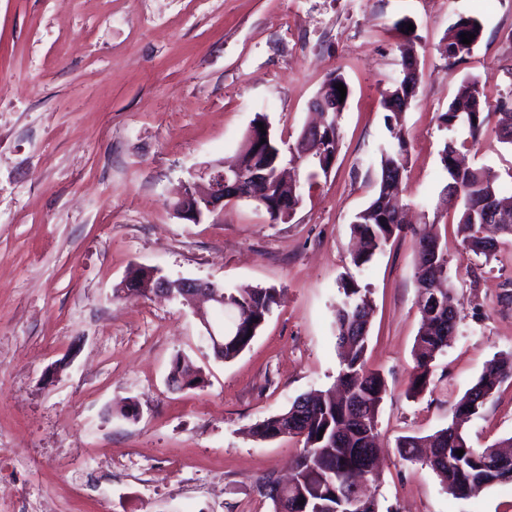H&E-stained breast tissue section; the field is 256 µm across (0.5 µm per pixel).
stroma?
Masks as SVG:
<instances>
[{"label":"stroma","instance_id":"1","mask_svg":"<svg viewBox=\"0 0 512 512\" xmlns=\"http://www.w3.org/2000/svg\"><path fill=\"white\" fill-rule=\"evenodd\" d=\"M462 16L482 32L453 63L443 38ZM403 17L419 82L402 117L400 200L409 225H435L459 315L420 393L409 384L420 327L412 234L351 262V224L375 194L388 135L380 100L399 74ZM336 71L351 89L339 151L288 222L247 201L199 224L174 214L182 184L204 163L232 161L256 117L295 141ZM472 78L490 103L512 102V0H0V512H272L264 485L285 477L300 445L247 429L334 385L333 321L349 279L370 293L367 365L388 385L379 512H512V484L457 498L397 452L403 437L447 427L485 364L512 353V245L491 262L466 252L439 204V116ZM466 163L512 187V146L494 125ZM135 267L282 297L251 345L221 361L191 307L116 295ZM179 355L203 387H169ZM129 404L138 420L125 418ZM465 433L476 448L512 437V382Z\"/></svg>","mask_w":512,"mask_h":512}]
</instances>
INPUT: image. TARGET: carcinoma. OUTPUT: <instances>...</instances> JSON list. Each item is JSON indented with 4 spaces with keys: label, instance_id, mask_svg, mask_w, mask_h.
Returning <instances> with one entry per match:
<instances>
[{
    "label": "carcinoma",
    "instance_id": "obj_1",
    "mask_svg": "<svg viewBox=\"0 0 512 512\" xmlns=\"http://www.w3.org/2000/svg\"><path fill=\"white\" fill-rule=\"evenodd\" d=\"M467 32L475 35L471 43H476L481 34L476 18L460 17L448 27L445 46L448 59L461 57L458 53V46L462 44L460 35ZM400 66L402 78L394 80L382 93L381 105L388 112L389 139L379 147L376 195L356 214L352 223V231L360 241V249L353 256V264L358 268L369 263L392 239L407 230L396 198L402 192L408 140L397 120L416 95L417 62L410 50L402 52ZM340 83L346 80L336 72L319 90L320 98L336 103V111L327 113V124L322 127V137L313 155L301 160L309 169L311 179L327 174V169L314 156L331 155L339 149L338 117L347 105L345 101L339 102L337 87ZM492 118L501 142L512 145V107L504 103L491 105L484 84L476 78L466 82L463 91L440 115L446 130L464 126L473 137ZM458 155L456 139H447L440 151V162L448 182L442 189L444 198L440 202L459 205L457 228L464 249L488 263L497 257L500 246L512 238V198L507 201L499 198L495 177L483 169L460 166ZM269 190L270 199L280 193L288 194V208L292 211L302 203L301 187L297 184L285 185L273 179ZM412 233L417 237L415 277L421 327L412 351L414 367L410 388L421 392L430 383L434 361L448 346L458 312L448 310V257L434 226L414 228ZM225 297L230 304L224 313L232 330L224 337V359L231 360L251 344L278 305L279 291L258 287L235 289L225 293ZM370 315L368 292L352 280L344 282L336 303L335 320L338 345L346 350L337 378L345 390L344 396L300 395L287 410L268 416L250 428L257 440H273L284 435L303 439L291 482L282 486L269 481L264 487L273 512H282L285 508L288 512H347L351 475L359 473L369 478L377 469V418L387 385L382 375L369 369L365 361ZM508 380H512V355L490 361L453 406L448 427L426 436L402 439L397 444L400 457L428 466L455 497L466 496L475 485L508 481L512 455L503 456L493 445L474 448L462 431V424L478 415ZM459 449L464 450L461 456L455 454Z\"/></svg>",
    "mask_w": 512,
    "mask_h": 512
}]
</instances>
